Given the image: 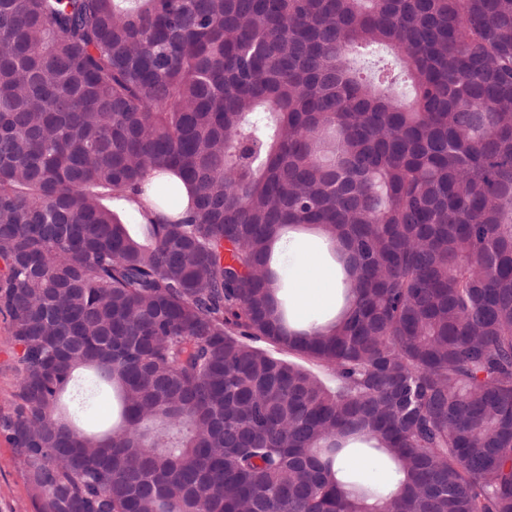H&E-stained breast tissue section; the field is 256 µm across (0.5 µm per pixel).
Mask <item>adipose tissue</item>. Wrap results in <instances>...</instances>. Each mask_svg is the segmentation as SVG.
Masks as SVG:
<instances>
[{
    "label": "adipose tissue",
    "mask_w": 512,
    "mask_h": 512,
    "mask_svg": "<svg viewBox=\"0 0 512 512\" xmlns=\"http://www.w3.org/2000/svg\"><path fill=\"white\" fill-rule=\"evenodd\" d=\"M325 246L312 230L288 240V305L294 323L307 328L333 319L341 307V277L322 262Z\"/></svg>",
    "instance_id": "ef3b65f1"
}]
</instances>
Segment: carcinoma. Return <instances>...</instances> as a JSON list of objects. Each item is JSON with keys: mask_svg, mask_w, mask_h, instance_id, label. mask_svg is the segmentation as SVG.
Here are the masks:
<instances>
[{"mask_svg": "<svg viewBox=\"0 0 512 512\" xmlns=\"http://www.w3.org/2000/svg\"><path fill=\"white\" fill-rule=\"evenodd\" d=\"M154 171L193 211L141 243L105 200ZM287 227L343 275L325 327ZM0 261L38 512H512V0H0ZM80 368L110 431L60 412ZM350 443L400 490L345 491ZM325 250L314 230L298 231L289 238L277 264L288 265V305L293 322L303 328L325 325L341 307V275L324 263Z\"/></svg>", "mask_w": 512, "mask_h": 512, "instance_id": "cac0c4a2", "label": "carcinoma"}]
</instances>
